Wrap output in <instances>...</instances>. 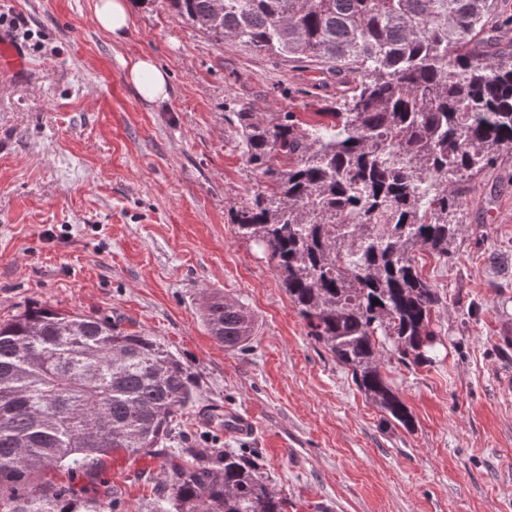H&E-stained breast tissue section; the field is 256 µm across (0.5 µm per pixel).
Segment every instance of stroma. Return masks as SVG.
<instances>
[{"instance_id": "35a3bbf8", "label": "stroma", "mask_w": 512, "mask_h": 512, "mask_svg": "<svg viewBox=\"0 0 512 512\" xmlns=\"http://www.w3.org/2000/svg\"><path fill=\"white\" fill-rule=\"evenodd\" d=\"M95 0H0V33L24 67L0 71V319L33 304L106 317L159 339L195 372L201 396L168 445L214 440L257 458L295 512H512V185L474 191L447 261L418 265L443 302L446 356L380 369L409 407L413 431L384 422L351 374L307 334L273 262L239 237L231 214L260 176L246 164L235 109L303 119L341 92L317 63L218 43L163 0H135L120 43L94 20ZM170 75L167 100H142L130 59ZM251 312L244 350L201 319L204 292ZM255 433L217 427L226 409ZM103 476L138 512L161 461L116 454Z\"/></svg>"}]
</instances>
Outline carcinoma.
I'll return each mask as SVG.
<instances>
[{
  "mask_svg": "<svg viewBox=\"0 0 512 512\" xmlns=\"http://www.w3.org/2000/svg\"><path fill=\"white\" fill-rule=\"evenodd\" d=\"M219 42L318 61L344 89L307 121L236 112L260 183L235 212L239 237L274 263L308 335L405 430L412 413L384 379L387 352L431 365L443 302L416 252L448 259L466 196L512 154V52L486 26L498 0H165ZM202 320L244 350L254 321L218 292ZM201 394L157 339L108 318L29 307L0 320V512H128L108 480L75 483L103 459L157 454L168 468L137 512H288L258 464L230 448H156ZM47 470L67 475L57 485Z\"/></svg>",
  "mask_w": 512,
  "mask_h": 512,
  "instance_id": "1",
  "label": "carcinoma"
}]
</instances>
